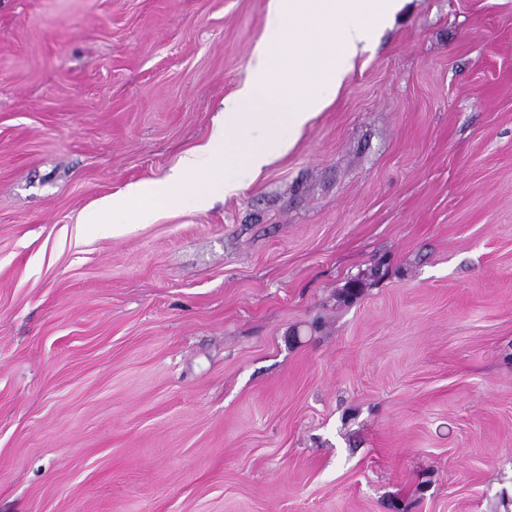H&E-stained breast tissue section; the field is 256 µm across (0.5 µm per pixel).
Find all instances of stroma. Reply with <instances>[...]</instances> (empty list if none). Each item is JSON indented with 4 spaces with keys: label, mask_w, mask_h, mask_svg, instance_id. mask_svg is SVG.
<instances>
[{
    "label": "stroma",
    "mask_w": 512,
    "mask_h": 512,
    "mask_svg": "<svg viewBox=\"0 0 512 512\" xmlns=\"http://www.w3.org/2000/svg\"><path fill=\"white\" fill-rule=\"evenodd\" d=\"M269 0H0V512H512V0H408L295 146L166 181Z\"/></svg>",
    "instance_id": "stroma-1"
}]
</instances>
